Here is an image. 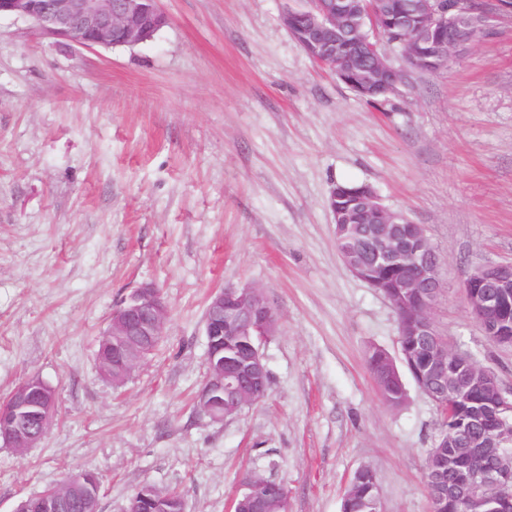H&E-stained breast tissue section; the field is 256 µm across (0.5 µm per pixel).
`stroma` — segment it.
I'll list each match as a JSON object with an SVG mask.
<instances>
[{"label":"stroma","mask_w":512,"mask_h":512,"mask_svg":"<svg viewBox=\"0 0 512 512\" xmlns=\"http://www.w3.org/2000/svg\"><path fill=\"white\" fill-rule=\"evenodd\" d=\"M286 3L161 0L169 23L115 48L0 18V399L32 377L55 393L34 448L0 442V512L83 472L100 512H123L145 483L182 490L185 512H227L247 471L283 483L290 512H340L363 467L381 512H430L440 415L410 380L400 407L379 397L367 352L397 355V316L340 259L341 182L424 225L437 331L512 391V347L461 297L469 271L512 262V9L486 0L467 51L374 106L296 44ZM144 284L167 322L116 389L98 343ZM243 284L278 316L268 393L214 422L193 404L204 315L215 290Z\"/></svg>","instance_id":"1"}]
</instances>
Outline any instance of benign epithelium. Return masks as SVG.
Here are the masks:
<instances>
[{
	"label": "benign epithelium",
	"mask_w": 512,
	"mask_h": 512,
	"mask_svg": "<svg viewBox=\"0 0 512 512\" xmlns=\"http://www.w3.org/2000/svg\"><path fill=\"white\" fill-rule=\"evenodd\" d=\"M378 0H296L284 8L282 23L299 47L321 66L329 67L352 91L373 98L392 92L409 71L416 69L420 47L427 44L435 57L460 54L471 41L448 40L440 33L448 24L483 29L482 7L466 15L448 14L445 0H411L388 20L377 9ZM30 21L45 36L63 44L82 47H132L152 38L169 23L159 0H0V15ZM362 18L364 27L376 33L395 28L389 44L398 47L405 62L395 67L379 44L362 39L368 62L359 67L350 59H336V44L344 37L351 17ZM329 206L336 237L343 236L352 220L365 226L363 236L371 244L361 257L350 247L340 252L344 265L357 278L381 292L400 316L399 335L423 346L428 375L417 381L419 390L439 409L449 411L471 401L475 388L487 401L470 421L461 425L453 444L436 442L431 463L448 456L449 483L440 482L436 494L458 498L467 512H503L512 490V394L502 390L493 372L472 357L437 340L433 310L442 290L439 258L421 224L386 208L368 185L353 201H346L334 188ZM462 295L469 312L485 336L497 345L512 334V263L475 268L466 277ZM168 308L161 292L152 284L135 289L112 312L104 335L112 337V357L99 363L112 372V385L126 383L145 361L144 354L156 347L163 335ZM276 315L261 289L228 286L212 293L206 309L204 331L212 356L203 386L195 397L197 410L213 421H225L259 402L268 391L269 371L262 344L275 334ZM250 336L252 344L234 363L224 360V337ZM55 397L38 378L19 385L0 402V440L19 449L34 447L48 429ZM485 448H502L498 463L483 464ZM244 492L233 500L230 512H289L288 490L257 472L242 477ZM77 498L81 512H99V489L92 475L70 478L61 486L21 500L15 512H59L63 504ZM154 512H184L182 496L173 497L149 484L137 490L134 507Z\"/></svg>",
	"instance_id": "benign-epithelium-1"
}]
</instances>
